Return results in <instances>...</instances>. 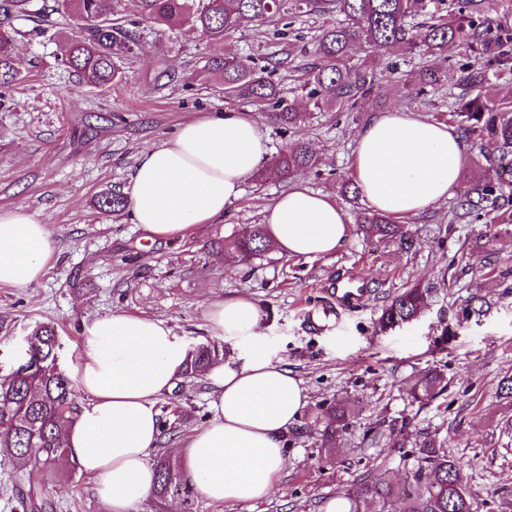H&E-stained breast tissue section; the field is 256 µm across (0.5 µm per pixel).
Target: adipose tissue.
<instances>
[{"label":"adipose tissue","mask_w":512,"mask_h":512,"mask_svg":"<svg viewBox=\"0 0 512 512\" xmlns=\"http://www.w3.org/2000/svg\"><path fill=\"white\" fill-rule=\"evenodd\" d=\"M467 152L448 125L397 110L373 115L353 150L361 198L378 212L420 214L461 192ZM267 156L264 134L246 113L187 121L137 163L131 221L149 236L171 239L193 225L222 222ZM263 220L290 257L316 259L348 238L346 212L299 180ZM53 253L48 225L21 205L0 210V285L23 288L41 278ZM205 319L210 335L246 352L207 371L211 417L179 449L182 472L210 500L260 501L285 466L284 437L305 404L303 381L263 347L264 316L251 296L211 300ZM84 336L75 384L85 399L63 434L65 457L92 480L104 512H137L155 480L149 456L161 430L156 401L175 387L188 352L166 320L123 312L93 319Z\"/></svg>","instance_id":"obj_1"}]
</instances>
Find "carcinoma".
<instances>
[{"mask_svg": "<svg viewBox=\"0 0 512 512\" xmlns=\"http://www.w3.org/2000/svg\"><path fill=\"white\" fill-rule=\"evenodd\" d=\"M142 21L154 25L187 26L214 43L238 31L248 22L274 17L294 18L300 14L329 16L342 14L345 23L322 25L315 53L320 62L307 67L308 107L299 109L285 100L277 85L252 65L249 57L221 55L211 58L209 69L224 80L225 93L252 102L267 119L291 133L306 123L312 111L352 106L374 90V74L364 65L351 61L353 46L359 42L379 48L402 47L436 59L417 76L420 88L439 81V64L448 45L459 42L473 50L497 54L498 65L512 71V29L488 16V0H461L457 12L448 10L445 0L429 14L425 32L415 37L409 19L425 11L423 0H137ZM119 0H0V88H8L18 78L15 46L24 32L16 21L35 24L29 34L45 33L43 23L53 14L66 15L81 35L62 41L61 61L75 72L85 86L102 87L123 79L116 60L131 54L137 32L118 21ZM463 93L451 103L452 116L462 130L487 137L492 147L493 174L472 179L470 191L454 209V220L461 222L485 205L509 210L512 194L504 187L512 184V117L509 109L496 103L491 83L481 68L461 71ZM476 95H471V92ZM316 156L306 141H297L280 153L269 167L257 174L273 173L286 178L311 167ZM128 199L120 192H105L97 207L106 213L125 210ZM361 233L370 240L411 247L410 232L396 217L368 210L358 214ZM217 248L232 250L244 264L270 251L272 240L263 225L255 224L248 238L218 239ZM428 290L415 285L386 304L380 324L392 328L416 319L422 312ZM28 361L0 377V456L8 459L16 481L28 485L37 500L21 501L22 507L38 512H55L54 501L44 495L42 484L48 465L63 458L60 433L73 422L78 407L71 378L55 364L58 336L54 326L43 324L32 334ZM216 359V351L202 346L188 356L183 375L204 374ZM444 378L428 374L411 395L428 400L442 389ZM347 412L328 411L324 448L333 453L336 424ZM416 464L405 470L402 482L387 474L371 476L337 496L336 509L348 512H474L476 499L466 486L463 466L448 449L434 443L415 451ZM156 481L151 493L158 499L191 488L184 481L180 464L164 454L156 457Z\"/></svg>", "mask_w": 512, "mask_h": 512, "instance_id": "1", "label": "carcinoma"}]
</instances>
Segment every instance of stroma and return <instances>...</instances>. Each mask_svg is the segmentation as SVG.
Instances as JSON below:
<instances>
[{
  "label": "stroma",
  "instance_id": "1",
  "mask_svg": "<svg viewBox=\"0 0 512 512\" xmlns=\"http://www.w3.org/2000/svg\"><path fill=\"white\" fill-rule=\"evenodd\" d=\"M321 26L308 16L288 28L274 18L250 23L218 49L260 65L292 45L272 79L283 97L301 105ZM69 28L68 18L57 15L50 35L20 38L22 79L0 93V210L25 205L50 226L55 244L43 278L24 288L0 285V375L27 360L33 328L51 323L60 342L56 364L75 376L84 325L111 312L167 320L188 349L211 345L219 361L233 360L238 349L206 331V303L247 294L262 308L274 361L306 388L307 403L285 439V467L258 502L224 504L198 492L159 502L149 495L138 512H326L338 492L378 470L402 478L405 451L432 441L464 462L482 512H512V434L504 429L512 401L498 395L500 380L512 372V221L482 211L454 222L451 198L407 217L411 250L368 241L353 229L333 254L308 260L274 249L247 266L209 244L262 223L265 207L289 187L285 180L251 178L224 222L195 225L179 241L146 238L129 214L100 213L95 201L104 192H128L143 153L170 140L182 123L212 112L253 113L273 156L293 137L250 103L225 97L223 80L208 72L218 49L188 28L141 24L138 48L118 62L124 82L103 87L78 84L57 61V35ZM353 57L373 66L377 90L353 109L314 113L301 135L317 162L297 173L351 218L366 205L341 196L339 181L351 176L355 138L373 113L401 110L457 127L448 104L462 92L461 68L471 64L484 67L498 100L512 102V74L501 72L493 57L456 44L448 47L440 82L424 95L414 82L424 64L419 56L359 44ZM350 274L370 282L372 297L343 308L340 317L325 316L332 304L327 288ZM413 285L429 291L423 314L381 328L383 306ZM475 296L485 303L483 314L463 319ZM430 370L443 374L446 390L413 400L410 389ZM209 401L202 375L180 378L158 399L161 452L181 447L206 423ZM338 404L350 415L329 457L321 432L326 409ZM45 488L57 512H101L91 480L73 465H52Z\"/></svg>",
  "mask_w": 512,
  "mask_h": 512
}]
</instances>
